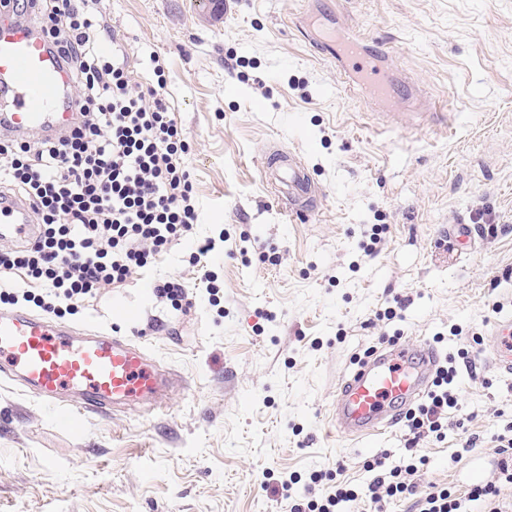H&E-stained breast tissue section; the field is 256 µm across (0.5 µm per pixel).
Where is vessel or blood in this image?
I'll use <instances>...</instances> for the list:
<instances>
[{
  "label": "vessel or blood",
  "mask_w": 512,
  "mask_h": 512,
  "mask_svg": "<svg viewBox=\"0 0 512 512\" xmlns=\"http://www.w3.org/2000/svg\"><path fill=\"white\" fill-rule=\"evenodd\" d=\"M335 56L359 77L363 95L385 96L391 81L382 54L348 35ZM74 104L69 80L42 36L18 23L0 25V138L69 131L77 119ZM263 171L274 179L284 212L299 217L308 190L305 169L277 152L266 157ZM36 234L25 200L0 194V241L23 244ZM493 336L498 364L512 371V318L496 322ZM439 359L425 341L397 342L365 357L336 391L337 440L371 441L395 426L400 413L428 392ZM0 375L56 405L64 426L77 410L108 416L163 411L174 392L189 389L144 347L19 309L0 312Z\"/></svg>",
  "instance_id": "obj_1"
}]
</instances>
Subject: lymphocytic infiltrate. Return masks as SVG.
Here are the masks:
<instances>
[{
    "label": "lymphocytic infiltrate",
    "mask_w": 512,
    "mask_h": 512,
    "mask_svg": "<svg viewBox=\"0 0 512 512\" xmlns=\"http://www.w3.org/2000/svg\"><path fill=\"white\" fill-rule=\"evenodd\" d=\"M99 0H0V13L36 14L76 96L80 121L62 139L0 142V190L26 199L39 236L23 247L0 246V302L33 303L61 315L63 304L97 296L126 281L133 269L168 251L197 220L193 184L184 157L190 145L166 101L167 80L144 90L130 84L124 50L106 44L111 31ZM457 369L439 367L426 400L410 410L407 453L397 462L374 456L363 468V488L337 483L322 500L294 499L290 512H348L360 499L378 505L416 492L425 459L421 439L460 429L459 452L477 437L464 434L454 393ZM496 478L469 484L464 493L437 487L420 512H512V421L492 436Z\"/></svg>",
    "instance_id": "1"
}]
</instances>
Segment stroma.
<instances>
[{"mask_svg":"<svg viewBox=\"0 0 512 512\" xmlns=\"http://www.w3.org/2000/svg\"><path fill=\"white\" fill-rule=\"evenodd\" d=\"M129 52L132 87L159 56L167 102L191 143L199 218L190 239L95 302L65 314L149 350L189 382L157 414L75 412L71 427L0 382V512H288L279 488L311 473L365 481V459L405 452L396 425L366 447L337 441L336 389L381 335L436 341L454 358L475 454L459 436L421 440L415 496L466 489L473 455L512 417V372L492 360L512 316V0H100ZM361 35L390 60L391 100H366L316 24ZM407 133H400V126ZM304 166L315 219H287L261 170L267 153ZM509 226L471 244L448 227ZM385 225L374 255L364 233ZM216 238L213 252L193 259ZM220 287L210 305L205 274ZM175 279L189 310L147 285ZM408 299L395 317L385 311ZM470 345L472 365L456 354Z\"/></svg>","mask_w":512,"mask_h":512,"instance_id":"35a3bbf8","label":"stroma"}]
</instances>
